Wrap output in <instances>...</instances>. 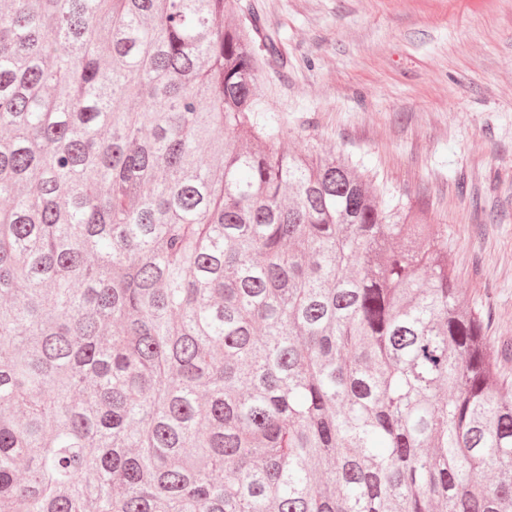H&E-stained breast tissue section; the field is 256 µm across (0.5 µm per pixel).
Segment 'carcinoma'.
<instances>
[{
    "label": "carcinoma",
    "mask_w": 512,
    "mask_h": 512,
    "mask_svg": "<svg viewBox=\"0 0 512 512\" xmlns=\"http://www.w3.org/2000/svg\"><path fill=\"white\" fill-rule=\"evenodd\" d=\"M238 0H0V512H512L448 235L290 151Z\"/></svg>",
    "instance_id": "carcinoma-1"
}]
</instances>
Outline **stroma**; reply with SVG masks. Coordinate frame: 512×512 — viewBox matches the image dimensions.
I'll return each instance as SVG.
<instances>
[{"instance_id":"1","label":"stroma","mask_w":512,"mask_h":512,"mask_svg":"<svg viewBox=\"0 0 512 512\" xmlns=\"http://www.w3.org/2000/svg\"><path fill=\"white\" fill-rule=\"evenodd\" d=\"M291 150L333 151L448 235L512 383V0H240Z\"/></svg>"}]
</instances>
